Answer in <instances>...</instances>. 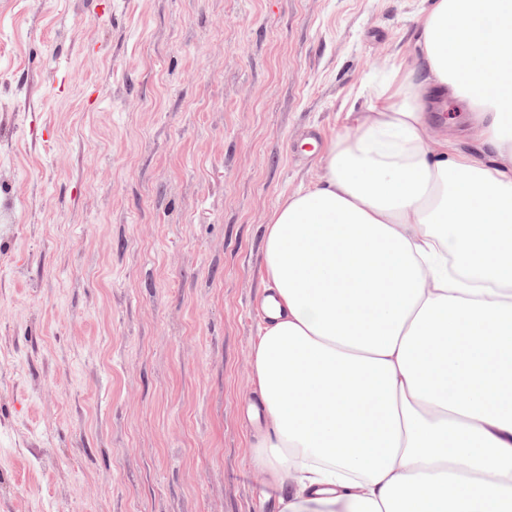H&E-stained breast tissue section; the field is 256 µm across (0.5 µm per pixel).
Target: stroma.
I'll use <instances>...</instances> for the list:
<instances>
[{
    "label": "stroma",
    "instance_id": "35a3bbf8",
    "mask_svg": "<svg viewBox=\"0 0 512 512\" xmlns=\"http://www.w3.org/2000/svg\"><path fill=\"white\" fill-rule=\"evenodd\" d=\"M416 0H0V512H269L278 200Z\"/></svg>",
    "mask_w": 512,
    "mask_h": 512
}]
</instances>
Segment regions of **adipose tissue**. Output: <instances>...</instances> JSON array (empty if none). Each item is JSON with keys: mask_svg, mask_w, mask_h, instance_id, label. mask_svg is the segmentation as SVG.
Segmentation results:
<instances>
[{"mask_svg": "<svg viewBox=\"0 0 512 512\" xmlns=\"http://www.w3.org/2000/svg\"><path fill=\"white\" fill-rule=\"evenodd\" d=\"M420 15L265 225L250 445L282 512H512V0Z\"/></svg>", "mask_w": 512, "mask_h": 512, "instance_id": "adipose-tissue-1", "label": "adipose tissue"}]
</instances>
